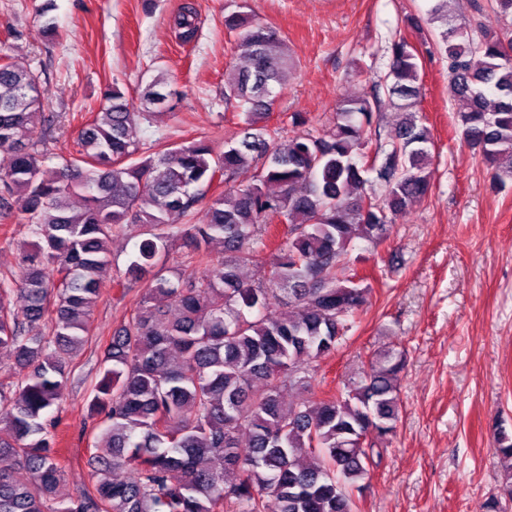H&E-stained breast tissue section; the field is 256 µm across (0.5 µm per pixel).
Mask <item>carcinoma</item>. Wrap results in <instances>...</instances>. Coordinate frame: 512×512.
I'll return each mask as SVG.
<instances>
[{
	"label": "carcinoma",
	"mask_w": 512,
	"mask_h": 512,
	"mask_svg": "<svg viewBox=\"0 0 512 512\" xmlns=\"http://www.w3.org/2000/svg\"><path fill=\"white\" fill-rule=\"evenodd\" d=\"M493 2L505 23L498 30L481 20L449 23L448 0H432L428 13L439 23L450 93L465 101L456 114L460 136L499 178L512 177V0ZM247 7H224V28L246 53L224 73V101L237 104L242 121L219 155L202 139L141 147L132 135L138 113L114 83L80 129L76 155L49 167V139L38 133L39 77L14 61L0 64V213L17 215L36 238L17 274L0 278V371L8 362L29 369L20 382H0V405L9 407L0 423V512H353L351 492L373 458L365 441L395 432L400 353H384L326 398L285 405L281 388L307 382L365 302L367 288L341 276L354 240L381 241L393 217L431 189V136L415 119L417 48L393 41L389 70L371 96L338 101L323 133L282 141L266 120L292 58L286 39ZM177 27L182 41L195 37L192 5L182 6ZM383 94L402 114L385 145L372 133ZM146 97L165 104L162 75ZM371 139L385 154L378 197L362 176ZM244 167L255 168L254 183L214 200L206 222L193 223L198 191L216 172L229 182ZM75 195L84 200L79 210ZM271 213L288 231L263 259L252 244L269 237ZM128 225L143 239L115 286L151 279L113 334L87 401L93 489L61 497L56 412L66 369L106 286L112 235ZM177 241L203 276L154 270ZM215 241L224 254L212 253ZM247 266L260 276L245 277ZM279 292L287 301L274 315L269 301ZM48 319L49 336L41 328ZM211 457L220 467L203 464ZM123 469L129 476L117 478Z\"/></svg>",
	"instance_id": "carcinoma-1"
}]
</instances>
